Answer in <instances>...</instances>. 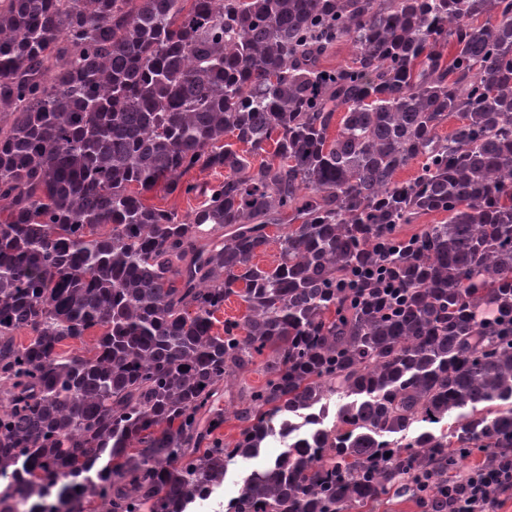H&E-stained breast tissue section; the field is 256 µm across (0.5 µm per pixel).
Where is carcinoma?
Listing matches in <instances>:
<instances>
[{"label":"carcinoma","mask_w":512,"mask_h":512,"mask_svg":"<svg viewBox=\"0 0 512 512\" xmlns=\"http://www.w3.org/2000/svg\"><path fill=\"white\" fill-rule=\"evenodd\" d=\"M5 114L0 512H186L334 396L230 512H470L448 483L512 448V0H0ZM147 204L157 208L176 212L180 217L198 205L199 200L194 196H186L179 192L170 194L163 185H158L145 194ZM336 410V399L333 403L320 407L312 412L296 413L290 420L295 430L288 435V431L280 433L276 431L267 438L266 444L261 453L254 457V470L265 467L270 461L281 460L286 454L288 444L299 440H308L319 429L325 426Z\"/></svg>","instance_id":"carcinoma-1"}]
</instances>
